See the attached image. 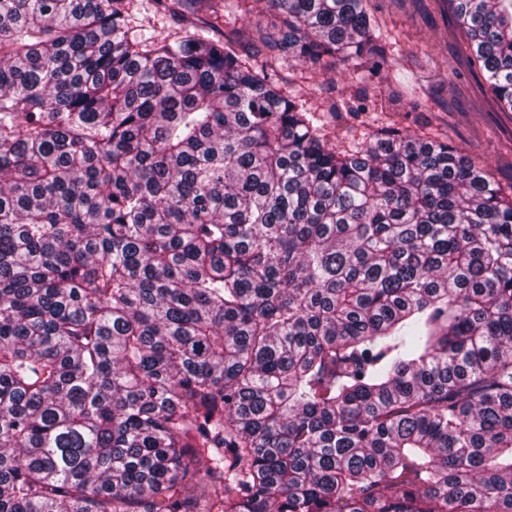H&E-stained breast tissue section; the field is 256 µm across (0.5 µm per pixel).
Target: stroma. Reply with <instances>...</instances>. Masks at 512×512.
Listing matches in <instances>:
<instances>
[{
  "mask_svg": "<svg viewBox=\"0 0 512 512\" xmlns=\"http://www.w3.org/2000/svg\"><path fill=\"white\" fill-rule=\"evenodd\" d=\"M252 7L251 14L228 12L219 22L244 56L266 11L264 0ZM368 9L387 37L379 69L338 60L315 72L278 55L271 60L273 79L324 115L323 132L336 148L366 143L377 125L392 124L461 150L499 185H512V112L501 109L473 65L449 0H369ZM133 13L145 34L174 39L184 32L180 18L156 12L153 0H136ZM359 70L366 80L356 78ZM397 71L407 76L406 85L394 83Z\"/></svg>",
  "mask_w": 512,
  "mask_h": 512,
  "instance_id": "35a3bbf8",
  "label": "stroma"
}]
</instances>
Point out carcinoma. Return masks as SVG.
<instances>
[{
  "instance_id": "obj_1",
  "label": "carcinoma",
  "mask_w": 512,
  "mask_h": 512,
  "mask_svg": "<svg viewBox=\"0 0 512 512\" xmlns=\"http://www.w3.org/2000/svg\"><path fill=\"white\" fill-rule=\"evenodd\" d=\"M266 2L290 59L385 54ZM451 2L512 111V0ZM132 4L0 0V512H512V191ZM133 13L136 25L141 27L146 35H155L159 38L169 36V39L180 37L185 29L177 16L156 12L152 0H138L134 2Z\"/></svg>"
}]
</instances>
